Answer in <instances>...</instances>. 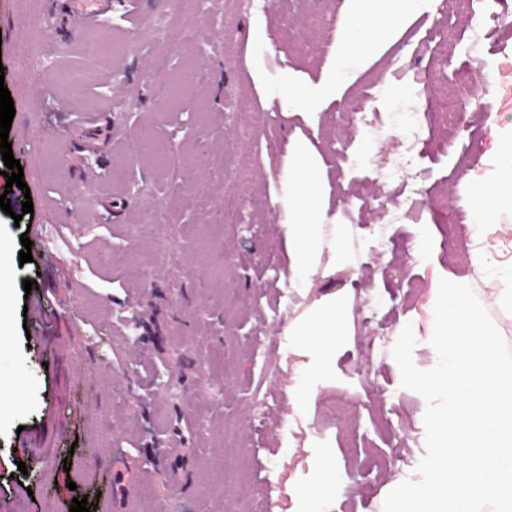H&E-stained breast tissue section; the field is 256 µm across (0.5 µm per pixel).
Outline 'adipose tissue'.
Segmentation results:
<instances>
[{
    "label": "adipose tissue",
    "instance_id": "ef3b65f1",
    "mask_svg": "<svg viewBox=\"0 0 512 512\" xmlns=\"http://www.w3.org/2000/svg\"><path fill=\"white\" fill-rule=\"evenodd\" d=\"M418 5V0H354L340 30L345 51L338 68H348L372 48V31L377 25H399ZM493 149L500 160L493 180L471 186L478 229H486L494 214L512 211V136L496 138ZM288 220L282 226L288 257L296 269L314 271L324 248L321 230L332 224L322 196L318 166L305 145H295L289 153ZM346 321L341 306L327 302L311 320L303 349L307 370L321 371L331 361L332 340L342 335ZM312 491L304 495L298 512H313L315 498H329L336 493L333 455L324 451L310 459Z\"/></svg>",
    "mask_w": 512,
    "mask_h": 512
}]
</instances>
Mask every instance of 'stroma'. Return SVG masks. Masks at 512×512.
Returning a JSON list of instances; mask_svg holds the SVG:
<instances>
[{"label":"stroma","mask_w":512,"mask_h":512,"mask_svg":"<svg viewBox=\"0 0 512 512\" xmlns=\"http://www.w3.org/2000/svg\"><path fill=\"white\" fill-rule=\"evenodd\" d=\"M34 6L54 22L36 32L41 53L0 44L15 108L9 140L33 202L23 213L0 162L13 209L0 211V502L28 487V512H69L83 497L104 507L118 448L147 475L139 512L162 500L170 512H257L266 502L297 512L308 459L329 450L336 494L316 512H384L391 486L425 453L426 402L401 386L392 351L412 326L415 365L433 367L425 339L439 280L469 285L512 345V309L495 302L512 262V213L479 239L469 192L496 173V135H512V0H433L383 28L314 115L286 111L280 91L332 70L349 0H268L263 12L242 0H110L108 28L76 23L74 0ZM261 24L266 37H250ZM117 70L143 114L132 130L116 125ZM73 71L80 86L68 82ZM165 71L186 79L171 102L156 89ZM407 108L421 120L409 190L424 208L401 220L404 197L386 174ZM372 110L379 134L368 141L359 115ZM296 141L321 160L336 218L322 235L344 253L336 263L321 256L307 275L292 269L281 229ZM83 145L99 160L92 189ZM361 191L388 197L385 210L366 208ZM150 206L176 227L167 243L138 226ZM106 211L112 221L100 223ZM33 224L53 225L54 241L33 243L23 264L20 237ZM479 250L488 264L474 263ZM27 279L49 313L39 338L23 328ZM330 296L345 303L347 330L318 376L285 330ZM164 369L170 388L146 391ZM55 424L47 468L20 473L18 429ZM161 469L178 481L161 480Z\"/></svg>","instance_id":"35a3bbf8"}]
</instances>
